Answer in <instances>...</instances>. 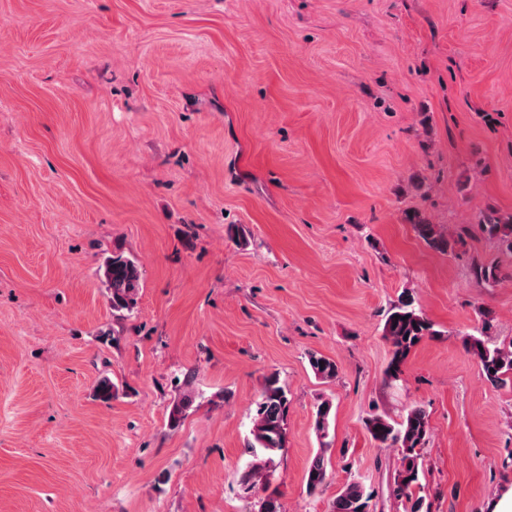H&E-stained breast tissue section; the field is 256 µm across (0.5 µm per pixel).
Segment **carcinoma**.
I'll use <instances>...</instances> for the list:
<instances>
[{
    "instance_id": "carcinoma-1",
    "label": "carcinoma",
    "mask_w": 512,
    "mask_h": 512,
    "mask_svg": "<svg viewBox=\"0 0 512 512\" xmlns=\"http://www.w3.org/2000/svg\"><path fill=\"white\" fill-rule=\"evenodd\" d=\"M481 231L490 239L498 241L512 255V215H502L489 207L481 212ZM414 228L428 246L446 252L451 242L442 228L420 217ZM104 276L109 282L112 295V311L131 312L137 303L141 288L140 271L135 260L117 248L107 257ZM435 328L424 314L415 309L410 301H402L387 313L383 336L391 347L388 375L398 379L402 367L414 348L424 339L437 336ZM464 349L479 364L487 382L502 386L512 382V347L494 344L485 336L466 334L462 340ZM309 365L316 377L331 380L338 374L335 360L316 352L308 354ZM193 399L189 395L179 399L169 417L170 426L178 427ZM332 403L321 402L316 409L314 429L321 446H329L330 417ZM288 389L279 377H268L255 401L252 427L246 450L252 461L241 476L242 484L249 488H266L274 472L275 457L287 445ZM371 437L384 448H394L400 456V467L394 476V494L403 505V512H429L424 508V498L416 494L422 488V450L429 439V415L421 407L410 408L399 422H391L382 416H373L367 422ZM327 462L319 453L311 460L306 473V489L309 494L321 490L327 481ZM372 495L363 486L350 481L339 492L332 504V512H373Z\"/></svg>"
}]
</instances>
